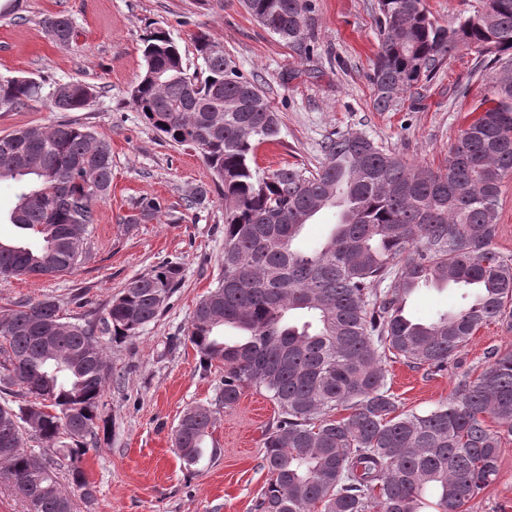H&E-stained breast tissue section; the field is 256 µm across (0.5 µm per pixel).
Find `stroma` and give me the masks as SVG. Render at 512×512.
Instances as JSON below:
<instances>
[{
	"mask_svg": "<svg viewBox=\"0 0 512 512\" xmlns=\"http://www.w3.org/2000/svg\"><path fill=\"white\" fill-rule=\"evenodd\" d=\"M313 3L315 50L307 56L254 20L240 0H7L0 6V76L31 77L47 88L82 82L96 91L78 112H54L42 100L0 110V135L70 122L105 135L112 146V191L97 207L81 263L51 279L0 278V311L52 297L65 316L99 314L133 276L166 260L182 266V284L158 320L136 339L106 348L103 401L112 432L81 462L97 487L95 512H256L267 479L263 433L277 418L266 394L251 389L233 409L217 413L207 440L210 452L198 465L185 466L173 447L184 409L213 403L224 378L223 364L202 366L186 339L196 303L220 274L224 202L200 155L173 145L131 103V88L145 70L147 34L168 32L192 69L198 64L192 37L205 30L257 80L281 119L279 141L258 150L263 168L318 167L326 138L347 132L436 168L481 97L478 60L463 48L401 93L392 111H376L375 0ZM60 12L78 31L65 49L43 26ZM199 189L207 192L205 202L187 208L186 196ZM141 198L158 200L161 210L130 223L132 204ZM461 295L458 288L425 287L410 298L407 310L427 320L454 308ZM492 352H512V325H484L440 374L388 361L400 411L420 412L447 401L463 376L487 367ZM500 459L499 483L475 500L471 512H512V437L503 439Z\"/></svg>",
	"mask_w": 512,
	"mask_h": 512,
	"instance_id": "stroma-1",
	"label": "stroma"
}]
</instances>
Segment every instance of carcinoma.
<instances>
[{
  "label": "carcinoma",
  "instance_id": "carcinoma-1",
  "mask_svg": "<svg viewBox=\"0 0 512 512\" xmlns=\"http://www.w3.org/2000/svg\"><path fill=\"white\" fill-rule=\"evenodd\" d=\"M265 29L300 53L310 0H243ZM380 49L373 64L380 112L429 77L457 49L491 64L512 63V0L443 26L424 0H377ZM67 48L77 32L64 14L45 20ZM199 70L188 73L168 34L144 41L145 72L131 101L146 124L198 152L224 199V271L196 304L187 339L203 366L224 364L214 407L186 409L174 446L201 461L214 414L249 389L278 408L263 434L268 479L257 512H469L500 479L502 439L512 437V353L476 378L464 377L447 402L400 413L387 383V356L433 372L448 364L485 324L512 321V255L497 249L498 208L512 173V76L490 81L478 113L437 169L388 153L361 133L329 137L314 172L258 166L260 145L279 139L281 122L255 79L200 31ZM32 79L0 77V109L41 98ZM94 93L64 82L48 93L55 112L86 108ZM19 186L9 221L29 242L0 240V276L55 277L76 269L96 206L112 190L109 140L59 123L0 136V181ZM134 219L161 210L141 199ZM334 211L320 246L295 247L305 226ZM180 263L130 278L97 317L71 320L53 298L0 314V473L23 496L26 512H74L56 470L86 507L97 501L81 466L108 434L102 397L104 342L140 336L180 288ZM456 286L470 299L429 321L406 311L421 287ZM236 339L224 338L226 330ZM18 390H13V387ZM47 443L45 466L32 465L24 436ZM68 441L56 447L60 436Z\"/></svg>",
  "mask_w": 512,
  "mask_h": 512
}]
</instances>
